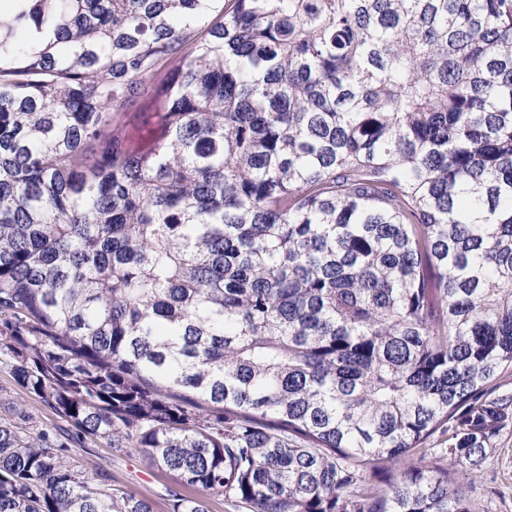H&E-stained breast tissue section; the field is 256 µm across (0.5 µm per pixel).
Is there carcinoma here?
I'll use <instances>...</instances> for the list:
<instances>
[{
    "mask_svg": "<svg viewBox=\"0 0 512 512\" xmlns=\"http://www.w3.org/2000/svg\"><path fill=\"white\" fill-rule=\"evenodd\" d=\"M0 512H471L512 421V0H12ZM132 145L112 119L148 92ZM404 463L400 475L382 478ZM9 399L17 406L22 407L33 418L38 427L57 430L66 429L67 424L61 420L50 408L38 399L27 396L17 386L9 368L0 365V398ZM69 450L68 455L79 469L89 476L98 471L108 472L112 476V484L148 498L153 512H171L167 497L170 488L177 489L186 497L198 496L193 487L177 485L170 474L150 466L134 450L115 451L90 439L86 440L85 447Z\"/></svg>",
    "mask_w": 512,
    "mask_h": 512,
    "instance_id": "1",
    "label": "carcinoma"
}]
</instances>
